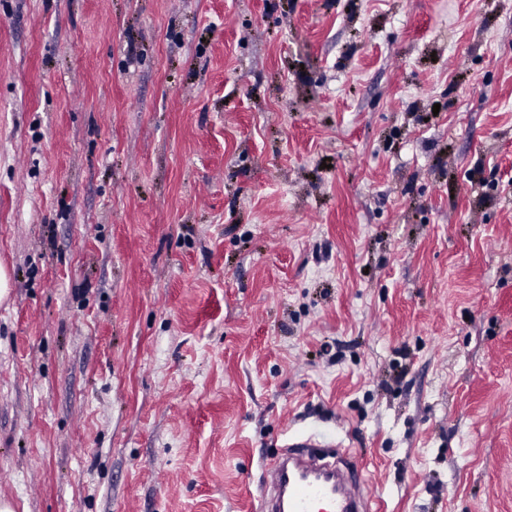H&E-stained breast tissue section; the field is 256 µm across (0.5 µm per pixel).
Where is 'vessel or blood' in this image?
<instances>
[{
	"label": "vessel or blood",
	"mask_w": 512,
	"mask_h": 512,
	"mask_svg": "<svg viewBox=\"0 0 512 512\" xmlns=\"http://www.w3.org/2000/svg\"><path fill=\"white\" fill-rule=\"evenodd\" d=\"M275 490L272 512H371L350 471L325 467L313 456L289 455L268 468Z\"/></svg>",
	"instance_id": "vessel-or-blood-1"
}]
</instances>
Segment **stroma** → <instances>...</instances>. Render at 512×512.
<instances>
[{"mask_svg": "<svg viewBox=\"0 0 512 512\" xmlns=\"http://www.w3.org/2000/svg\"><path fill=\"white\" fill-rule=\"evenodd\" d=\"M0 497L512 512V0H0ZM353 471L325 467L314 456L289 455L274 461L268 468V481L275 490L271 512L377 511L362 506ZM299 474L305 477H293Z\"/></svg>", "mask_w": 512, "mask_h": 512, "instance_id": "obj_1", "label": "stroma"}]
</instances>
